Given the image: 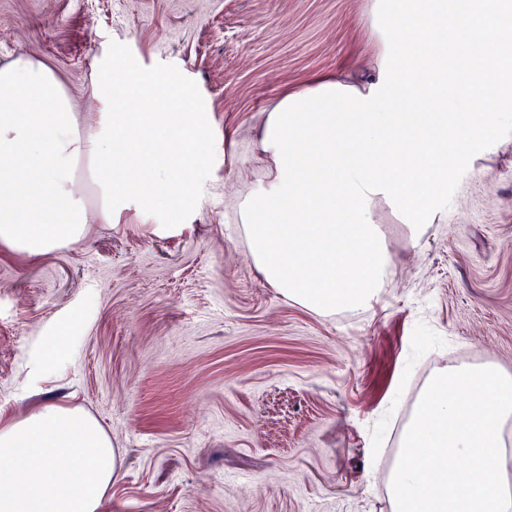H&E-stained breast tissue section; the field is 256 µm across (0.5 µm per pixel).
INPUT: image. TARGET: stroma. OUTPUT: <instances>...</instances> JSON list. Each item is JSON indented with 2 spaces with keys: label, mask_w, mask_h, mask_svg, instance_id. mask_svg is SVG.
I'll list each match as a JSON object with an SVG mask.
<instances>
[{
  "label": "stroma",
  "mask_w": 512,
  "mask_h": 512,
  "mask_svg": "<svg viewBox=\"0 0 512 512\" xmlns=\"http://www.w3.org/2000/svg\"><path fill=\"white\" fill-rule=\"evenodd\" d=\"M369 2L0 0V64L44 62L84 111L119 53L214 132L190 222L127 213L42 259L0 247V422L48 401L94 417L121 451L100 512H393L387 441L423 360L462 348L512 374V135L419 243L378 207L393 263L368 311L309 310L250 258L239 209L270 177L266 114L315 76L368 77Z\"/></svg>",
  "instance_id": "obj_1"
}]
</instances>
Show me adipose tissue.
Here are the masks:
<instances>
[{"instance_id": "1", "label": "adipose tissue", "mask_w": 512, "mask_h": 512, "mask_svg": "<svg viewBox=\"0 0 512 512\" xmlns=\"http://www.w3.org/2000/svg\"><path fill=\"white\" fill-rule=\"evenodd\" d=\"M132 96L144 97L142 110L127 108ZM92 97L102 111H74L42 61L0 65L1 246L44 256L84 243L92 221L109 224L132 209L182 224L201 203L198 174L213 161L203 113L185 111L163 77L116 57L103 64ZM21 98L28 106L18 112ZM82 159L102 202L94 213L76 190ZM119 457L95 418L48 403L0 426V512H99Z\"/></svg>"}]
</instances>
